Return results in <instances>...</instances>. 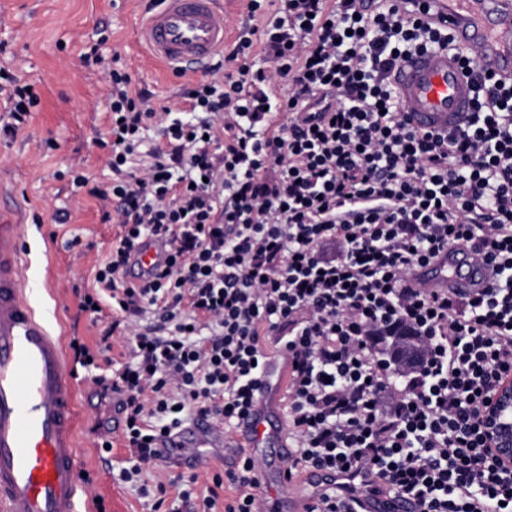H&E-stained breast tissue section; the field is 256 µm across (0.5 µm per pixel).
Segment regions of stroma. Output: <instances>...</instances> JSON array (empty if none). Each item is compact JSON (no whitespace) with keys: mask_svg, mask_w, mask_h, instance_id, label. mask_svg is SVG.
<instances>
[{"mask_svg":"<svg viewBox=\"0 0 512 512\" xmlns=\"http://www.w3.org/2000/svg\"><path fill=\"white\" fill-rule=\"evenodd\" d=\"M146 6L147 0H0V42L8 45L0 54V69L35 82L41 96V108L24 130L0 136V212L21 216L25 224L31 295L65 343L81 336L95 344L112 320L108 310L96 322L79 312L73 288L91 285L95 266L120 232L118 223L103 221L98 200L72 189L73 172L90 173L100 182L111 176L95 144L107 124L106 78L100 69L86 67L82 54L101 44L136 88L148 89L157 104L175 109L183 105L181 88L197 80L193 74L172 75L135 45L133 30ZM103 33L108 40L102 44ZM48 138L56 140V150L45 149ZM59 209L69 211L67 223H53ZM75 237L88 247L80 258L68 247ZM77 385L78 446L82 469L91 478L80 494L79 512H96L98 496L106 512H151L149 499L119 479L131 457L122 434L113 435L110 454L97 445L96 429L112 424L111 399L101 397L91 380Z\"/></svg>","mask_w":512,"mask_h":512,"instance_id":"35a3bbf8","label":"stroma"}]
</instances>
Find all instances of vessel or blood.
Here are the masks:
<instances>
[{"label": "vessel or blood", "instance_id": "obj_1", "mask_svg": "<svg viewBox=\"0 0 512 512\" xmlns=\"http://www.w3.org/2000/svg\"><path fill=\"white\" fill-rule=\"evenodd\" d=\"M432 17L447 28L459 53L475 52L480 66L512 76V0H427ZM224 0H153L137 30L147 52L181 75L206 69L224 50ZM458 53V55H459ZM458 55L417 54L401 63L394 83L414 126L448 130L466 127L472 111L473 81ZM23 227L0 220V512H79L81 460L76 450V386L61 340L39 314L23 279ZM165 248L142 247L131 273L159 267ZM493 275L482 255L457 247L415 278L438 288L466 293L485 286ZM286 373L269 363L252 407L237 425L242 447L275 448L258 476L260 484H287L298 502L309 486L338 489L361 512H417L412 500L374 493L355 473L311 469L287 478L288 443L281 419L270 404L272 381ZM224 434L209 418L191 421L159 442L158 460L199 469V448L224 447Z\"/></svg>", "mask_w": 512, "mask_h": 512}]
</instances>
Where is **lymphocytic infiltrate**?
Returning a JSON list of instances; mask_svg holds the SVG:
<instances>
[{
    "instance_id": "obj_1",
    "label": "lymphocytic infiltrate",
    "mask_w": 512,
    "mask_h": 512,
    "mask_svg": "<svg viewBox=\"0 0 512 512\" xmlns=\"http://www.w3.org/2000/svg\"><path fill=\"white\" fill-rule=\"evenodd\" d=\"M248 16L208 79L184 88L196 123L91 47L108 77V122L96 144L112 181L86 173L75 190L113 202L121 231L80 311L112 307L96 347L72 338L92 369L120 337L128 360L94 374L120 395L136 462L194 415L231 424L253 404L271 357L288 365L287 477L354 470L420 512H512V467L485 443L479 411L512 377V78L473 53L469 125H411L391 81L409 57L451 48L447 29L401 0H247ZM262 43L266 65L256 60ZM15 136L39 111L35 83L0 79ZM165 116V144L140 153ZM161 241L165 264L128 278L133 254ZM468 247L497 276L472 294L418 285L413 272ZM415 336L419 362L392 368L379 343ZM258 463L214 474L200 512H254ZM236 496L218 505V490Z\"/></svg>"
}]
</instances>
